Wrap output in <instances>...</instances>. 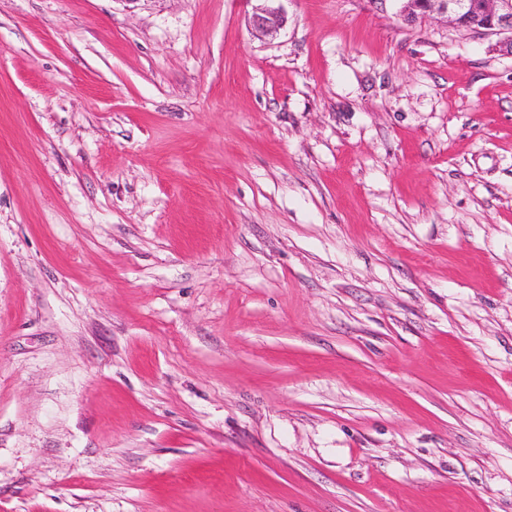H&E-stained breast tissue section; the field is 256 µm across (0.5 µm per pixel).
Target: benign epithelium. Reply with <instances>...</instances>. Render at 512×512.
<instances>
[{"mask_svg":"<svg viewBox=\"0 0 512 512\" xmlns=\"http://www.w3.org/2000/svg\"><path fill=\"white\" fill-rule=\"evenodd\" d=\"M405 11L446 17L448 24L476 33L508 34L504 48L512 54V0H407ZM283 7L264 6L252 16L254 28L266 35L279 33L285 26Z\"/></svg>","mask_w":512,"mask_h":512,"instance_id":"7a95c632","label":"benign epithelium"}]
</instances>
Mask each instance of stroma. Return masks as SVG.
I'll list each match as a JSON object with an SVG mask.
<instances>
[{
  "label": "stroma",
  "mask_w": 512,
  "mask_h": 512,
  "mask_svg": "<svg viewBox=\"0 0 512 512\" xmlns=\"http://www.w3.org/2000/svg\"><path fill=\"white\" fill-rule=\"evenodd\" d=\"M259 5L0 0V512H512V56ZM251 22L257 31L266 35H274L285 26L286 16L282 6H264L258 8V11L252 16Z\"/></svg>",
  "instance_id": "1"
}]
</instances>
